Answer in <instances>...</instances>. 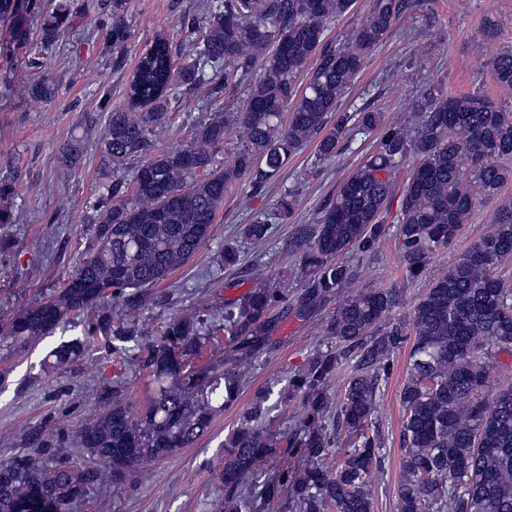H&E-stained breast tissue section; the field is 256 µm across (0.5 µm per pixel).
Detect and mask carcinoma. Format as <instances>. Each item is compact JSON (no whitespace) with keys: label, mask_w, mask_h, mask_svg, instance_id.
<instances>
[{"label":"carcinoma","mask_w":512,"mask_h":512,"mask_svg":"<svg viewBox=\"0 0 512 512\" xmlns=\"http://www.w3.org/2000/svg\"><path fill=\"white\" fill-rule=\"evenodd\" d=\"M43 0H0L11 23L13 52L31 38V18L41 15V45L58 42L67 21L65 4L41 12ZM354 0H207L188 19L181 65L159 35L143 54L129 82L130 108L108 111L101 153L112 180L87 213L93 241L67 283L33 298L0 320V358L7 359L54 333L63 323L97 307V323L81 338L58 343L48 357L62 363L102 341L112 355L148 375L152 389L134 413L121 385L100 388L112 399L105 411L82 422L74 443L85 461L61 446L68 430L56 422L57 438L40 426L34 447L0 463V512H73L94 491L122 483L145 461L169 459L207 434L224 409L237 404L249 369L266 353L274 312L288 308V289L256 281L224 312V322L205 329L188 314L168 320L162 333L143 337L134 318L142 290L162 283L208 240L224 195L243 178H273L288 158L316 142L319 159H331L356 122L360 130L381 126L382 113L339 111L365 61L387 38L404 0H370L366 18L346 45L324 44L327 24L347 15ZM122 0L112 5V45L127 41ZM313 68H308L311 58ZM497 85L512 90V51L493 57ZM308 72L304 86L299 76ZM245 86L243 112H215L193 140L164 149L152 137L182 89L211 98L218 90ZM34 97H51L55 84L40 77ZM420 123L412 131L383 127L379 147L337 188L299 230L307 283L295 315L306 317L330 298L336 311L323 334L335 347L315 350L305 370L288 381L305 415L291 431L264 429L271 391L257 392L253 406L224 439V487L218 512H258L285 492L298 512H373L375 471L382 470L381 436L374 421L377 397L393 369L394 355L411 344L400 391L401 474L399 512H512V385L500 386L491 359L512 351V286L504 265L512 262V199L502 201L491 227L434 278L407 321H386L397 303L393 288L350 290L349 266L336 258L352 249L376 250L386 225H396L403 276H422L431 256L451 245L469 223L477 203L498 196L512 181V109L475 94L451 95L432 85L416 99ZM245 145L222 160L236 130ZM84 140L61 152L74 164ZM416 164L403 183L395 170L407 156ZM149 160L131 174L128 161ZM12 188L0 185V224L11 223ZM397 202L395 213L390 205ZM269 216L243 226L254 245L267 240ZM224 336L229 352L196 364L201 345ZM349 373L332 393L328 383L342 367ZM344 431V437L331 432ZM298 448L307 467L264 481L257 462L281 446ZM338 456L334 468L323 461Z\"/></svg>","instance_id":"1"}]
</instances>
